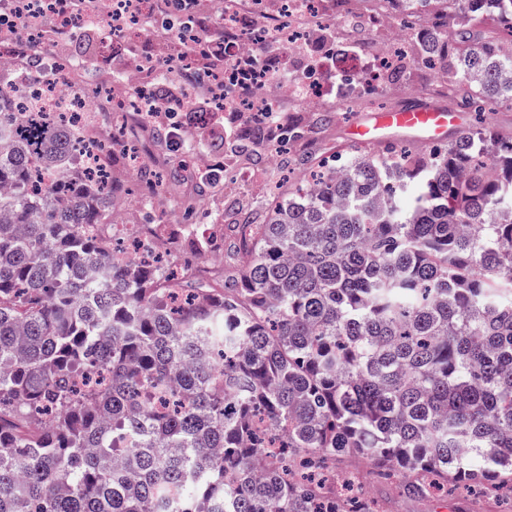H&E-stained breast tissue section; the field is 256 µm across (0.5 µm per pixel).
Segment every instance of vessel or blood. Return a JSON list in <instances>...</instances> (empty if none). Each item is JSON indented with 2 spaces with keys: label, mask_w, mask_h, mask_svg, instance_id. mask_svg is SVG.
I'll return each instance as SVG.
<instances>
[{
  "label": "vessel or blood",
  "mask_w": 512,
  "mask_h": 512,
  "mask_svg": "<svg viewBox=\"0 0 512 512\" xmlns=\"http://www.w3.org/2000/svg\"><path fill=\"white\" fill-rule=\"evenodd\" d=\"M456 123L455 113L438 106L397 109L383 112L374 123H355L349 128L353 138L369 142L381 138L389 129H412L429 142L442 140Z\"/></svg>",
  "instance_id": "1"
}]
</instances>
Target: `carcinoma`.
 <instances>
[{
	"label": "carcinoma",
	"instance_id": "cac0c4a2",
	"mask_svg": "<svg viewBox=\"0 0 512 512\" xmlns=\"http://www.w3.org/2000/svg\"><path fill=\"white\" fill-rule=\"evenodd\" d=\"M463 105L512 106V0H392ZM0 83V512H377L351 456L426 496L512 491V141L386 145L232 224L213 288L85 233L115 187ZM58 180L39 186L36 167Z\"/></svg>",
	"mask_w": 512,
	"mask_h": 512
}]
</instances>
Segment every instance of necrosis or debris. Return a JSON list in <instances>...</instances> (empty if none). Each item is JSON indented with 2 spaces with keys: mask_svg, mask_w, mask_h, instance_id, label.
I'll use <instances>...</instances> for the list:
<instances>
[{
  "mask_svg": "<svg viewBox=\"0 0 512 512\" xmlns=\"http://www.w3.org/2000/svg\"><path fill=\"white\" fill-rule=\"evenodd\" d=\"M167 9V0H98L89 12L73 11L64 0H0V72L24 84L28 100L22 111L40 112L49 120L76 116L82 133L80 171L107 166L104 145L92 133L103 114L120 122L133 113L153 122L165 113L187 110L201 96L218 100L220 111L235 115L276 112L286 101L309 111L326 98V83L302 78L283 82L270 62L306 56L329 30L347 37L373 34L372 48L357 68L358 77L371 85L381 84L385 72L402 59L390 48L403 26L390 0H190V11L202 12L204 18L184 37V51L171 58L131 56L121 86L104 95H83L87 70L69 54L70 39L94 22L101 24L106 38L139 34L146 16ZM214 14L224 26L220 48L206 39V20ZM216 58L224 68L214 82L184 89L167 101L151 96L148 87L161 66L183 72Z\"/></svg>",
  "mask_w": 512,
  "mask_h": 512,
  "instance_id": "necrosis-or-debris-1",
  "label": "necrosis or debris"
}]
</instances>
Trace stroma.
I'll list each match as a JSON object with an SVG mask.
<instances>
[{"instance_id": "obj_1", "label": "stroma", "mask_w": 512, "mask_h": 512, "mask_svg": "<svg viewBox=\"0 0 512 512\" xmlns=\"http://www.w3.org/2000/svg\"><path fill=\"white\" fill-rule=\"evenodd\" d=\"M146 43L143 37L104 42L90 34L74 40L71 51L87 58L94 77L115 85L122 83L126 76V59ZM364 53L365 49L359 42L351 39L340 41L332 35L312 50L313 56L322 60L325 75L329 78L349 71ZM425 105L441 106L456 113L460 125L468 126L480 120L512 137V107L496 106L481 114L469 112L460 108L457 98L449 96L445 88L439 86L431 70L416 65L396 81L384 82L381 94L362 105L358 104L352 85L333 87L322 107L323 114L330 117L329 123L317 140L304 137L291 142L288 157L296 163L311 151L319 155L335 152L349 156L360 147L359 142L349 134L351 122L373 119L386 109ZM177 120L178 143L168 148L162 147L158 141L155 125L129 121L123 132L128 147L124 150L113 149L110 167L113 182L120 184L123 189L117 206L125 210L127 223L143 226L166 223V234L172 248L167 260L182 268L203 261L208 242L217 243L228 237L230 225L242 216L247 215L254 222H262L263 200L276 189L293 187L295 181L289 178L287 170L269 165L263 146L252 144L243 149L232 148L234 133L241 125L237 116L215 112L202 102L194 109L179 113ZM191 141L196 142L197 153L218 163L223 175L233 178L236 185L234 193H225L224 185L220 182L203 185L199 180L200 168L190 162L182 169L177 181L170 183L165 191L167 215L132 205V196L140 187L135 165L142 163L159 172L169 170L182 156L184 145ZM254 173L263 179L265 190L255 189L250 179ZM186 197L194 198L197 202L194 224L197 237L193 240L187 238L183 231L180 201ZM350 467L358 471L363 484L369 488L370 498L382 504L385 512H507L508 507L512 506L501 499L483 496L480 485L472 482H452L445 493L423 498L411 497L403 491L400 479L378 476L369 461L355 460Z\"/></svg>"}]
</instances>
